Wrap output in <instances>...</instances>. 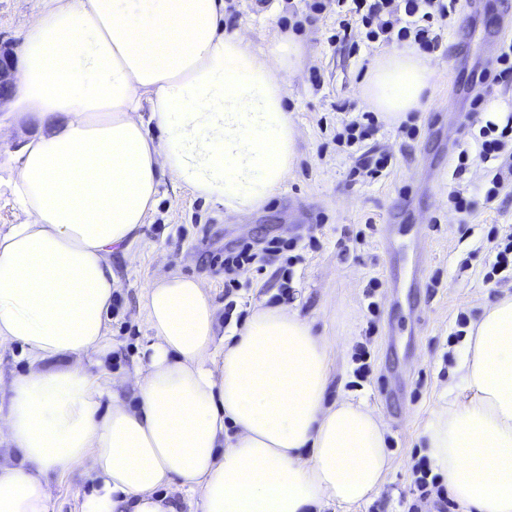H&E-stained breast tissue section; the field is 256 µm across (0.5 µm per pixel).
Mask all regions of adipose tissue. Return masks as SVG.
<instances>
[{"label":"adipose tissue","instance_id":"adipose-tissue-1","mask_svg":"<svg viewBox=\"0 0 512 512\" xmlns=\"http://www.w3.org/2000/svg\"><path fill=\"white\" fill-rule=\"evenodd\" d=\"M224 8L47 0L26 30L10 115L43 132L10 179L24 219L0 232V343H21L31 364L0 409V512H49L52 476L77 470L97 483L81 512H176V483L199 490L200 512H322L378 492L391 465L379 414L326 403L330 343L307 319L261 306L218 336L193 277L148 284L134 375L91 374L118 287L112 252L142 238L160 174L244 216L296 158L284 78L299 40L253 48ZM434 79L401 48L361 91L396 123L425 109ZM459 372L471 396L434 411L427 455L458 502L512 512V296L470 324Z\"/></svg>","mask_w":512,"mask_h":512}]
</instances>
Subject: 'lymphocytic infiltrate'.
<instances>
[{"instance_id": "f902f5d3", "label": "lymphocytic infiltrate", "mask_w": 512, "mask_h": 512, "mask_svg": "<svg viewBox=\"0 0 512 512\" xmlns=\"http://www.w3.org/2000/svg\"><path fill=\"white\" fill-rule=\"evenodd\" d=\"M457 3L458 0H336L337 7L347 12L346 19L339 22L336 39L343 42L349 38L352 30L350 20L355 17L360 19L365 29L368 44L390 46L409 41L418 45L420 50L431 52L438 47L435 26L450 20ZM476 85L478 90L473 98V108L477 111L491 100L493 88L512 87V40L501 42L493 66L479 74ZM378 130V119L369 111L343 120L336 141L354 150L352 175L376 180L387 174L391 165L390 155L365 148L366 140ZM463 133L471 140L472 149L458 155V164L453 172L455 182L448 192V200L457 212L468 215L473 207L470 188L460 182L468 160H475L483 176L490 178L488 198H495L501 193L512 195V123L500 127L489 122L477 128L467 124ZM278 247L277 241L258 239L243 243L236 253L225 256L226 292L239 289L236 275L240 269L252 267L256 271H264L276 257ZM411 473L415 495L406 501L404 512H423L422 507L426 504L431 505L434 512H453L454 503L448 498L441 475L433 473L425 463L412 465Z\"/></svg>"}]
</instances>
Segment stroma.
I'll return each instance as SVG.
<instances>
[{
    "label": "stroma",
    "mask_w": 512,
    "mask_h": 512,
    "mask_svg": "<svg viewBox=\"0 0 512 512\" xmlns=\"http://www.w3.org/2000/svg\"><path fill=\"white\" fill-rule=\"evenodd\" d=\"M512 0H469L439 35L426 59L437 73L423 111L407 123L416 137L382 123L372 147L392 155L387 176L369 183L352 180L353 165L336 146L339 119L368 110L361 85L383 48L331 41L336 17L325 13L307 20L305 0H234L231 29L253 47L263 48L285 22L300 21L306 49L298 72L287 80L286 107L301 132L298 156L269 200L245 217L227 215L223 205L197 197L171 176L161 179L159 200L147 217L143 237L127 252L112 255L119 282L118 299L106 318L111 354L94 368L97 381L111 380L133 368L148 336L145 286L157 275L175 271L201 279L217 309H230L221 333H231L260 306L282 305L314 323L331 343L329 401H361L386 424L392 460L380 490L355 505L329 504L324 512H402L401 497L412 488L410 465L426 454L425 428L449 395L469 398L457 373L465 348L458 316L476 319L504 289L484 283L481 272L492 258L490 242L512 226V196L473 197L469 224L448 206V185L465 144L461 126L471 111L475 75L489 67V43L500 33V19ZM41 7L40 0H0V34L21 44ZM32 124L0 122V230L20 223L22 215L9 187L18 148L35 136ZM394 247L385 249L384 235ZM299 240L301 261L276 259L262 275L242 273L245 285L224 295V255L242 243ZM422 265L411 285L414 265ZM380 286L378 331L366 338L369 313L365 291L371 279ZM368 341L370 371L357 376L351 355ZM93 482L75 472L53 479L50 512H80Z\"/></svg>",
    "instance_id": "1"
}]
</instances>
